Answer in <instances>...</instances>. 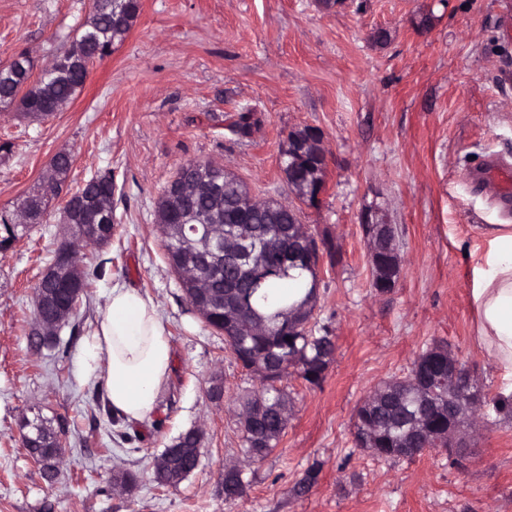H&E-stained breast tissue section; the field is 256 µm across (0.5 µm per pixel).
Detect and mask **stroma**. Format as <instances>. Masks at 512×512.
I'll return each instance as SVG.
<instances>
[{
    "label": "stroma",
    "instance_id": "stroma-1",
    "mask_svg": "<svg viewBox=\"0 0 512 512\" xmlns=\"http://www.w3.org/2000/svg\"><path fill=\"white\" fill-rule=\"evenodd\" d=\"M92 9V0H0V66L25 50L43 69ZM248 111L258 122L241 138L230 118ZM305 127L322 133L329 166L319 204L297 214L337 251L320 268L308 327L330 331L335 353L320 385L281 381L288 427L249 464L234 409L260 383L186 300L157 202L190 162L231 170L256 198L293 202L280 153ZM4 144L0 212L67 151L70 189L111 171L114 221L111 243L86 251L104 275L56 349H33L28 334L34 285L67 233L63 196L30 234L0 246V512H512V416L491 406L460 461L440 449L385 460L353 437L369 393L436 343L489 396L512 384L473 344L469 300L485 227L512 224V204L472 176L491 157L512 165V0H347L329 10L317 0H141L125 41L61 112L31 121L0 109ZM370 208L395 226L402 259L385 293L372 285L360 223ZM116 284L156 302L172 366L148 418L112 424L104 381L87 376L82 354ZM37 415L67 442L52 483L22 446V420ZM191 428L202 434L197 468L157 485L155 458ZM234 464L249 483L228 502L224 470ZM122 472L136 475L133 489H113Z\"/></svg>",
    "mask_w": 512,
    "mask_h": 512
}]
</instances>
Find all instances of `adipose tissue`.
Masks as SVG:
<instances>
[{
    "label": "adipose tissue",
    "mask_w": 512,
    "mask_h": 512,
    "mask_svg": "<svg viewBox=\"0 0 512 512\" xmlns=\"http://www.w3.org/2000/svg\"><path fill=\"white\" fill-rule=\"evenodd\" d=\"M473 267L474 342L512 376V225L494 224ZM171 347L158 306L133 288L113 287L84 355L101 369L112 410L128 420L150 414L171 371Z\"/></svg>",
    "instance_id": "obj_1"
}]
</instances>
